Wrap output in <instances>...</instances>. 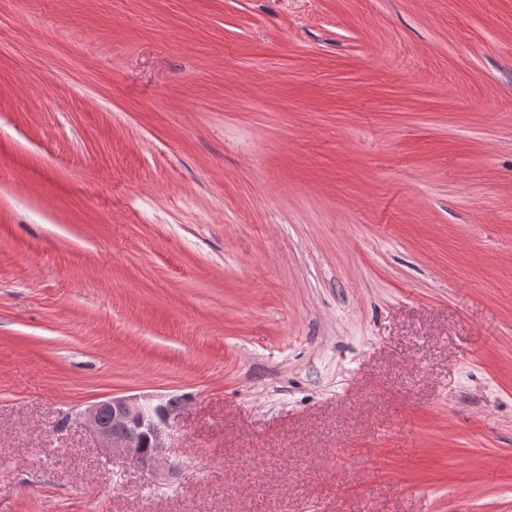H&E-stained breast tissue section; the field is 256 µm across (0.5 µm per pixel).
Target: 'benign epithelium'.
<instances>
[{
  "label": "benign epithelium",
  "instance_id": "benign-epithelium-1",
  "mask_svg": "<svg viewBox=\"0 0 512 512\" xmlns=\"http://www.w3.org/2000/svg\"><path fill=\"white\" fill-rule=\"evenodd\" d=\"M178 415L179 410L171 407L166 396L134 395L97 401L82 417L101 447L158 480L177 474L166 454L165 440Z\"/></svg>",
  "mask_w": 512,
  "mask_h": 512
}]
</instances>
